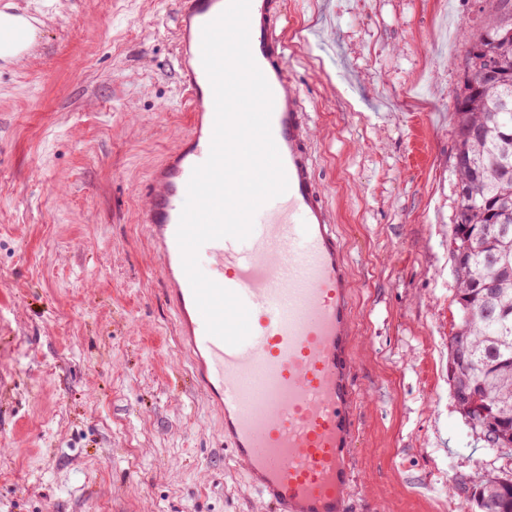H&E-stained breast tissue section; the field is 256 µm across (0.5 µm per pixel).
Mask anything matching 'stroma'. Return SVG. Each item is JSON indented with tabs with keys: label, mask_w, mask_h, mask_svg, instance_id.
I'll use <instances>...</instances> for the list:
<instances>
[{
	"label": "stroma",
	"mask_w": 512,
	"mask_h": 512,
	"mask_svg": "<svg viewBox=\"0 0 512 512\" xmlns=\"http://www.w3.org/2000/svg\"><path fill=\"white\" fill-rule=\"evenodd\" d=\"M0 64V512H256L193 385L141 214L189 135L177 0H12ZM316 187L345 248L368 388L351 512H479L512 475L448 382L453 93L484 0H269ZM33 37V24L26 16L0 7V62L28 53ZM481 512H512V480L496 473L477 472L471 486Z\"/></svg>",
	"instance_id": "obj_1"
}]
</instances>
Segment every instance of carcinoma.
<instances>
[{
  "mask_svg": "<svg viewBox=\"0 0 512 512\" xmlns=\"http://www.w3.org/2000/svg\"><path fill=\"white\" fill-rule=\"evenodd\" d=\"M500 2L485 0L488 13L478 29L487 35L481 42L482 57L512 71V37L503 38L502 28L512 17L506 18ZM453 99L454 119L481 124L486 133L456 147L469 161L457 174L469 202L456 216L449 239L456 255L458 322L448 336V356L457 345L467 349L463 377L494 414L499 440L495 452L512 457V165L499 169L503 154L512 158V112L498 111L500 100H512V75L476 92L460 87ZM489 282L495 287H477ZM471 489L480 512H512L511 479L478 472Z\"/></svg>",
  "mask_w": 512,
  "mask_h": 512,
  "instance_id": "1",
  "label": "carcinoma"
}]
</instances>
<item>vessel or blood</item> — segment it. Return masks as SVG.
<instances>
[{"instance_id":"b4317fda","label":"vessel or blood","mask_w":512,"mask_h":512,"mask_svg":"<svg viewBox=\"0 0 512 512\" xmlns=\"http://www.w3.org/2000/svg\"><path fill=\"white\" fill-rule=\"evenodd\" d=\"M228 0H180L181 81L192 134L150 179L146 224L170 288L197 385L224 418V439L248 470L266 512H348L361 389L350 375L355 339L344 251L316 190L297 90L285 78V47L272 35L266 0H251L250 46L273 93L271 129L287 191L262 205L251 235L204 244L211 278L249 310L250 336L231 346L206 332L182 265L176 232L194 167L210 153L213 90L202 64L203 26ZM32 22L0 8V61L28 53Z\"/></svg>"}]
</instances>
